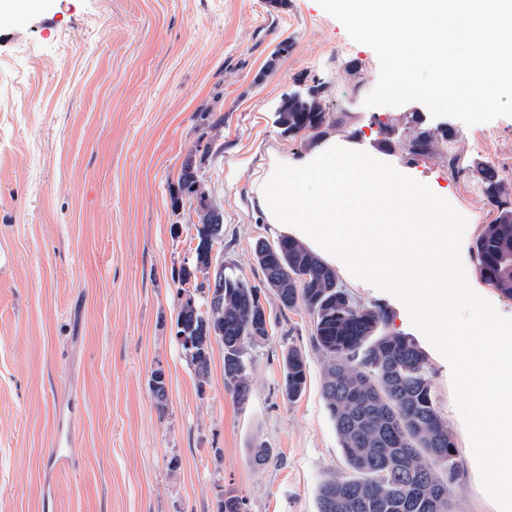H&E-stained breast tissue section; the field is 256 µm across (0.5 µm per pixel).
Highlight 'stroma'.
Returning a JSON list of instances; mask_svg holds the SVG:
<instances>
[{
  "instance_id": "1",
  "label": "stroma",
  "mask_w": 512,
  "mask_h": 512,
  "mask_svg": "<svg viewBox=\"0 0 512 512\" xmlns=\"http://www.w3.org/2000/svg\"><path fill=\"white\" fill-rule=\"evenodd\" d=\"M378 72L374 51L316 0H29L0 19L10 102L0 111V512H218L228 493L244 512H318L322 481L349 469L313 319L261 287L254 244L278 237L255 205V177L341 135L446 187L474 222L461 249L469 262L512 208V117L455 119L448 134L408 104L371 110ZM295 95L325 112L324 132L282 125ZM425 130L426 151L412 153ZM485 166L502 181L500 202L485 192ZM187 167L199 196L182 188ZM204 201L224 224L214 264L259 286L270 317L268 337L247 348L242 404L225 384L223 344L212 341L202 381L177 337L181 277H206L194 255ZM337 277L357 305L381 311L384 333L427 356L459 450L451 512H498L448 362L394 296ZM291 347L307 362L293 402L282 387ZM260 447L269 457L256 466Z\"/></svg>"
}]
</instances>
